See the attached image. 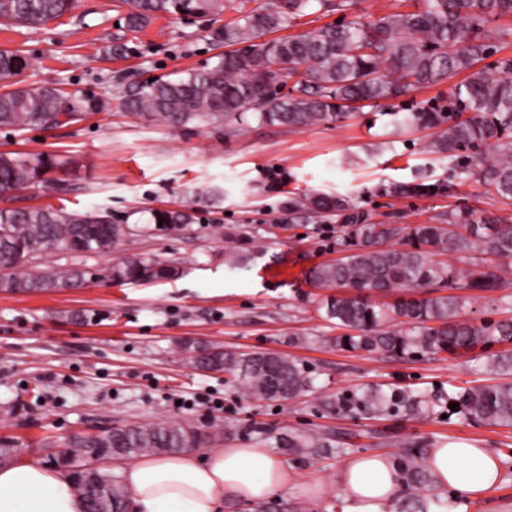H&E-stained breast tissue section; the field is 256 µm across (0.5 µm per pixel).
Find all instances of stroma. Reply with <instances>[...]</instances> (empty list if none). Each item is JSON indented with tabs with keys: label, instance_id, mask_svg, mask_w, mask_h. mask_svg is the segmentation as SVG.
Here are the masks:
<instances>
[{
	"label": "stroma",
	"instance_id": "obj_1",
	"mask_svg": "<svg viewBox=\"0 0 512 512\" xmlns=\"http://www.w3.org/2000/svg\"><path fill=\"white\" fill-rule=\"evenodd\" d=\"M262 2L224 0V11L209 19L166 14L131 32L122 23L120 0H76L70 13L36 27L0 22V49H21L29 57L18 85L110 97L129 82L213 66L220 49L210 41V28ZM414 3L348 0L342 14L313 8L289 32H311L342 17L373 20L413 10ZM118 39L125 54L112 51ZM394 107L383 101L343 121L301 130L252 117L233 133L205 122L175 128L112 105L56 129L0 128V152L70 160L61 175L67 193L36 183L0 195V208L100 209L129 224L146 223L160 206L192 202L198 210L196 224L183 231H154L117 248L177 260L183 269L177 279L122 286L99 280L39 294L0 291V439L14 441L15 459L43 461L46 439L93 425L189 420L230 427L232 444L242 448L264 443L269 432H332L343 439L332 454L288 456L299 485L271 496L265 507L284 512L302 503L308 512H340L336 492H317L313 484L332 483L344 459L405 439L434 444L453 438L501 454L504 476L479 499L445 491L449 512H512V426L476 422L449 408L460 388L499 382L490 363L512 355V341L442 360L342 350L330 345L338 331L320 313L327 290L306 279L312 266L341 257L345 226L290 214L288 200L300 193L347 197L355 211L376 221L422 222L471 206L512 222V200L488 193L478 175L460 174L449 160L425 153L427 131L393 125ZM419 169L447 179L453 191L400 200L379 193L380 183L412 180ZM211 188L218 196L198 201V192ZM228 227L243 234L246 250L259 253L245 268L224 264ZM185 340L294 358L315 376V386L285 402L250 397L223 374L189 363L179 353ZM368 388L422 393L435 408L428 415L399 409L371 417L320 406L326 396Z\"/></svg>",
	"mask_w": 512,
	"mask_h": 512
}]
</instances>
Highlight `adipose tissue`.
Wrapping results in <instances>:
<instances>
[{
	"label": "adipose tissue",
	"instance_id": "1",
	"mask_svg": "<svg viewBox=\"0 0 512 512\" xmlns=\"http://www.w3.org/2000/svg\"><path fill=\"white\" fill-rule=\"evenodd\" d=\"M432 486L474 499L502 479L500 455L465 443L440 442L428 452ZM132 512H221L225 502L259 503L291 491L298 477L267 448L226 445L203 454L141 457L121 468ZM342 512H394L405 487L388 454L350 457L336 471ZM0 512H84L64 470L35 461L0 467Z\"/></svg>",
	"mask_w": 512,
	"mask_h": 512
}]
</instances>
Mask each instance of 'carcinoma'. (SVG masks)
Masks as SVG:
<instances>
[{"label": "carcinoma", "mask_w": 512, "mask_h": 512, "mask_svg": "<svg viewBox=\"0 0 512 512\" xmlns=\"http://www.w3.org/2000/svg\"><path fill=\"white\" fill-rule=\"evenodd\" d=\"M126 26L138 31L160 14L206 18L224 10L223 0H123ZM345 10V0H281L277 7L260 5L236 21L210 32L212 42L224 48L217 63L189 71L183 78L129 84L117 97V107L140 117L165 120L175 127L194 121L232 128L253 114L258 122L289 128L329 125L352 114L351 104L396 100L414 88L442 83L459 74L448 102L393 113L405 128L429 131L426 152L456 162L465 174L476 171L489 192L512 199V153L487 159L482 148L512 131V57L494 63L500 76L489 74L483 61L494 53V33L483 28L485 17H512V0H423L414 11H393L375 20L339 21L306 34L270 37L307 16L306 10ZM74 0H0V20L36 26L69 13ZM30 66L21 49L0 50V128L22 131L60 126L58 117L79 122L111 103L105 98L66 96L51 87L12 88L16 76ZM288 88L281 95L263 88ZM66 165L56 154L22 157L0 152V195L42 180ZM448 182H429L421 171L407 182L382 183L378 191L391 198L436 195ZM288 212L310 217L334 215L348 228L345 255L311 267L306 274L317 288H350L356 296H334L323 304L325 319L349 333L334 338L345 350L383 352L394 356L436 357L462 349L512 339V320L477 324L459 319L465 301L461 292L478 296L497 293L512 284L506 262L512 259V224L493 213L474 208L453 209L436 222L392 224L373 222L353 211L339 195L311 192L288 199ZM196 209L150 210L149 223L158 231L183 230L195 223ZM107 225L108 240L94 233ZM138 228L116 224L112 216L89 210L67 211L52 205L0 208V291L42 293L77 288L99 277L114 284H143L179 276V263L149 253L123 254L99 275L76 263L58 268L36 263L49 250L75 257L107 251L136 235ZM242 237L224 232V264L241 268L255 259L239 246ZM453 252L467 259L473 270L461 276L436 256ZM403 290L389 306L363 296L366 291ZM180 351L196 367L227 371L245 391L262 400H285L313 384L311 373L288 357L264 352H215L192 341ZM454 400L472 420L512 426V382L478 385L458 392ZM404 406L413 413L428 408L426 401L403 392L390 395L368 391L348 398L327 397L322 408L383 415ZM230 429L203 431L188 422L130 424L101 429L99 442L82 435L65 436L55 443L69 448L71 464L62 469L72 478L76 493L90 506L94 488L74 471L102 448H119L118 457L205 448ZM276 447L293 455H315L336 447V436L325 432L299 434ZM407 486H430L433 477L426 453L413 442L394 450ZM109 499L101 509H121L128 490L121 477L98 471ZM448 501L436 494L417 497L400 506L401 512H448Z\"/></svg>", "instance_id": "carcinoma-1"}]
</instances>
